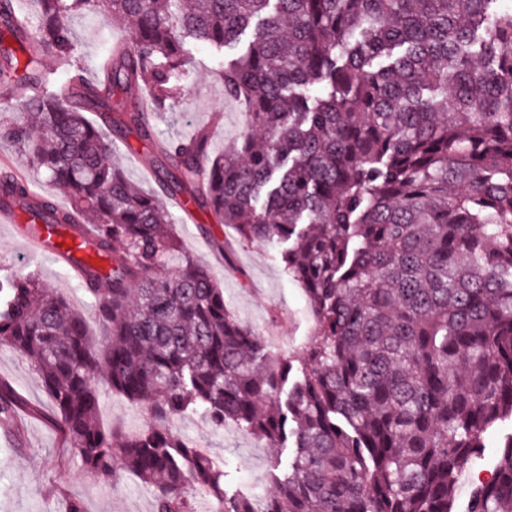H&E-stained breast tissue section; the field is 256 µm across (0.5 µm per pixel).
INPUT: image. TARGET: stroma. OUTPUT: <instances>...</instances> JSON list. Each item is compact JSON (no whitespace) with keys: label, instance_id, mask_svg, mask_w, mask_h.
Returning a JSON list of instances; mask_svg holds the SVG:
<instances>
[{"label":"stroma","instance_id":"35a3bbf8","mask_svg":"<svg viewBox=\"0 0 512 512\" xmlns=\"http://www.w3.org/2000/svg\"><path fill=\"white\" fill-rule=\"evenodd\" d=\"M66 20L75 48L73 60L84 68L88 79H95L98 64L111 45L123 40L125 32L108 28L88 11L69 12ZM218 69L209 50L195 51L178 103L155 121L160 137L188 138L205 130L212 151L220 153L248 133L245 109L225 96ZM87 118L101 126L112 145V160L126 177L144 190H155V176L149 171L155 160L154 147L133 133L117 137L98 113H88ZM168 214L186 251L223 286L224 300L239 321L260 334L270 352L296 353L312 336L315 324L302 285L285 272L276 249L267 243L238 241L233 229L219 224L206 209H195L190 219L173 207ZM12 274L35 275L85 316L91 336L100 335L94 301L81 280L61 259L32 254L13 225L0 223V277ZM0 381L8 383L25 405L38 410L34 416L20 413L21 438L0 431V512H67L73 500L80 502L83 512H153L150 492L134 475L112 482L82 469L59 429L49 421L53 404L38 374L25 358L6 347H0ZM100 421L106 428L135 434L146 428L150 414L106 389ZM169 428L174 435L191 438L223 458L233 489L244 494L271 490L269 473L276 451L265 442L234 425L211 430L198 414L174 418ZM510 432L512 426L505 424L486 433L482 454L460 474L457 512H464L474 484L492 478L503 438Z\"/></svg>","mask_w":512,"mask_h":512}]
</instances>
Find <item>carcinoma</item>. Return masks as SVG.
I'll return each mask as SVG.
<instances>
[{"instance_id":"obj_1","label":"carcinoma","mask_w":512,"mask_h":512,"mask_svg":"<svg viewBox=\"0 0 512 512\" xmlns=\"http://www.w3.org/2000/svg\"><path fill=\"white\" fill-rule=\"evenodd\" d=\"M17 22L0 0V81L17 92L0 141L71 208L0 178V204L31 224L86 236L109 262L85 270L104 336L31 275L0 279V345L38 373L50 423L85 471L135 474L153 512H454L458 478L484 434L512 423V9L501 0H35ZM126 28L95 80L73 63L65 15ZM218 76L246 106L251 135L213 155L209 135L155 137L181 95L192 51L238 43ZM66 61L49 88L17 47ZM149 92V103L138 97ZM154 140L176 166L168 193L201 204L242 242L279 248L315 332L275 355L237 319L205 267L163 222L162 199L112 164L87 112ZM203 179L196 178L198 169ZM94 215L91 224L84 215ZM154 423H99V378ZM22 408L0 383V427ZM203 414L291 451L273 492L225 485L224 460L166 422ZM465 512H512V432L494 477Z\"/></svg>"}]
</instances>
